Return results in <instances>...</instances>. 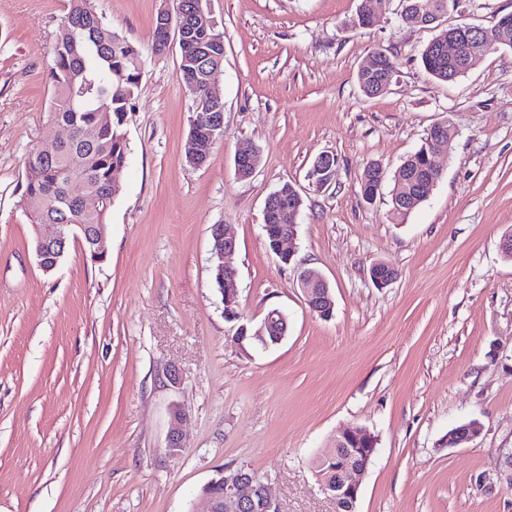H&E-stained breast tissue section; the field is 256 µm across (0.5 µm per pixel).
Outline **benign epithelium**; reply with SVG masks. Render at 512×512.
I'll use <instances>...</instances> for the list:
<instances>
[{
  "instance_id": "1",
  "label": "benign epithelium",
  "mask_w": 512,
  "mask_h": 512,
  "mask_svg": "<svg viewBox=\"0 0 512 512\" xmlns=\"http://www.w3.org/2000/svg\"><path fill=\"white\" fill-rule=\"evenodd\" d=\"M488 36V31L473 25L457 27L448 34V62L461 69L469 68L472 60L476 58L470 49L469 37ZM192 128L211 130L215 133L224 131V113L199 112L193 120ZM445 131L441 127H434L430 131L429 142L431 148L426 155V176L416 187V192L429 198L441 178V170L434 163L433 157L437 154L435 146L444 140ZM190 151L187 161L194 167H201L207 160L203 147L196 136H189ZM258 149L246 146L238 149L234 155L235 170L239 177L248 178L257 169L256 158ZM336 157L328 152L319 154L313 161L308 174L311 184L318 189L330 186L336 177ZM282 195L272 193L266 200L264 213L270 217V222L263 224L265 236L271 241L272 250L280 259L288 263L293 253L283 248L284 242L297 235L295 218L302 208V199L290 196L286 204L280 203ZM104 224H44L39 233V245L35 250L40 268L48 273L53 271L68 250L70 242L82 245L83 250L93 257L103 253L102 243L105 236ZM215 245L212 249L213 259L223 281L224 319L234 324L236 334L253 330V338L259 344L268 347L281 342L288 331V322L277 308L267 312L261 323L251 326L244 321L239 311L240 283L237 270L231 266L226 258L236 250V238L220 224L214 228ZM371 279L383 287L397 276L394 268L385 263H376L370 270ZM301 283L306 288L305 303L309 311L321 317L329 315L334 307L333 294L322 274L311 268L302 270ZM186 413L180 409L172 414L171 427L168 432L167 447L173 451L183 448V434L181 423ZM480 425L467 423L459 426L447 442L453 445H463L473 442L480 435ZM378 439L362 427L352 426L341 437L336 439V448H331L320 456L325 460L335 453H342L350 446L361 448V454L348 455L344 462L336 467V486L322 484L325 493L336 504V510L345 509L347 512H356V503L360 491L361 481L375 454ZM221 479L206 483V486H219L214 494L205 493L203 500L208 504V512H279V507L269 492L268 483L253 473L244 465H227L220 469Z\"/></svg>"
}]
</instances>
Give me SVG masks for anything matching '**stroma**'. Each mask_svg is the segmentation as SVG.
<instances>
[{"label": "stroma", "mask_w": 512, "mask_h": 512, "mask_svg": "<svg viewBox=\"0 0 512 512\" xmlns=\"http://www.w3.org/2000/svg\"><path fill=\"white\" fill-rule=\"evenodd\" d=\"M361 0H205L224 33V137L188 163L196 112L171 42L152 49L160 7L94 0L140 51L103 259L76 243L52 273L37 262L20 187L28 153L65 137L46 74L67 0H0V512H201L200 488L226 465L268 482L281 512H335L316 460L350 426L378 444L357 512H512V48L476 58L446 83L420 54L439 29L485 28L512 0H456L438 28L400 24L388 0L370 28ZM396 76L369 99L357 72L374 52ZM447 122L442 177L404 222L389 215L392 177ZM262 153L235 173L239 144ZM338 159L336 181L307 178ZM379 163L365 203L363 169ZM292 183L303 205L291 263L263 231L268 196ZM230 225L240 309L288 316L276 345L242 350L211 273V231ZM394 267L376 287L374 263ZM318 269L334 296L309 312L298 278ZM178 381H171L170 371ZM187 414L170 452L173 409ZM478 421L469 444L454 426ZM336 164V157L333 154H319L309 169L308 179L311 184L319 189L330 186L336 177Z\"/></svg>", "instance_id": "obj_1"}]
</instances>
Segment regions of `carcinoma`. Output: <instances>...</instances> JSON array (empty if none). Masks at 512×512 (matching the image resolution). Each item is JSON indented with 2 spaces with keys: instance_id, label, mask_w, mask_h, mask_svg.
<instances>
[{
  "instance_id": "cac0c4a2",
  "label": "carcinoma",
  "mask_w": 512,
  "mask_h": 512,
  "mask_svg": "<svg viewBox=\"0 0 512 512\" xmlns=\"http://www.w3.org/2000/svg\"><path fill=\"white\" fill-rule=\"evenodd\" d=\"M405 3L414 5L416 14L438 19L448 12L449 0ZM65 21L70 34L55 44L47 79L52 89L54 118L71 127V136L50 154L36 148L27 155L22 198L33 224H106L112 203L100 200V191L126 165L125 115L139 88L141 55L126 37L104 23L92 0H70ZM494 46L512 47V27L497 32L487 42L476 40L471 44L484 52ZM181 50L178 77L195 97L198 111L224 110L212 102L208 88L224 66V33L204 31L199 38L185 42ZM379 58V69L358 72L361 90L369 98L387 92L385 79L395 72L391 56L381 53ZM421 61L430 75L444 82L463 74L448 63V54L441 51L435 39L424 48ZM103 110L111 114V124L101 127L94 140L85 139L84 130L97 125L98 114ZM428 150L429 145L422 144L395 171L405 180L404 187L392 189L390 215L396 220L423 203L415 191V182L424 175ZM73 178L83 183L86 200L74 210L60 211L54 198L65 194Z\"/></svg>"
}]
</instances>
